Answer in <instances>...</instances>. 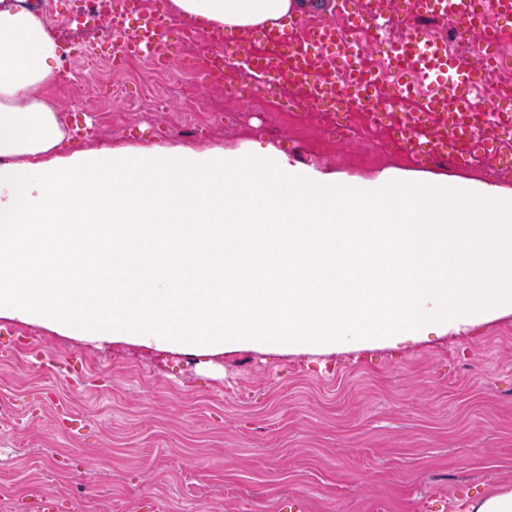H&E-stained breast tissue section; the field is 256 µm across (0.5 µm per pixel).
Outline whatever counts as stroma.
I'll return each instance as SVG.
<instances>
[{"label": "stroma", "instance_id": "obj_1", "mask_svg": "<svg viewBox=\"0 0 512 512\" xmlns=\"http://www.w3.org/2000/svg\"><path fill=\"white\" fill-rule=\"evenodd\" d=\"M48 28L80 65L99 46L64 31L74 0H51ZM206 37L172 44L166 62L132 57L90 70L83 84L62 73L52 90L75 150L178 147L189 156L232 155L249 142L290 159L368 178L387 167L485 179L470 166L420 163L404 134L376 132L353 113H307L303 124L260 108L276 92L298 96L281 74L252 94L244 124L197 112L208 99L236 102L209 83ZM159 79L183 94L157 103ZM45 353L35 364L17 337ZM0 512H35L41 493L64 512H278L297 495L308 512H441L512 486V314L444 336L277 352L239 347L219 354L131 342H89L0 316Z\"/></svg>", "mask_w": 512, "mask_h": 512}]
</instances>
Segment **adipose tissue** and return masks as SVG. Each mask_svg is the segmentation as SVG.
Wrapping results in <instances>:
<instances>
[{"label":"adipose tissue","instance_id":"adipose-tissue-1","mask_svg":"<svg viewBox=\"0 0 512 512\" xmlns=\"http://www.w3.org/2000/svg\"><path fill=\"white\" fill-rule=\"evenodd\" d=\"M239 34L307 0H170ZM58 43L0 0V315L199 353L457 333L512 313V190L387 168L348 177L273 146L77 150L47 90ZM112 280L85 286L92 264Z\"/></svg>","mask_w":512,"mask_h":512}]
</instances>
